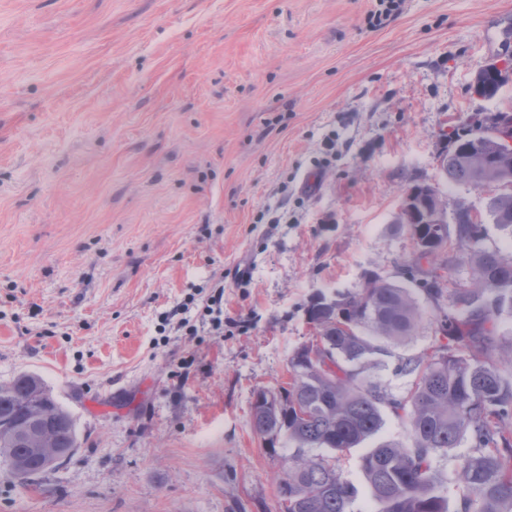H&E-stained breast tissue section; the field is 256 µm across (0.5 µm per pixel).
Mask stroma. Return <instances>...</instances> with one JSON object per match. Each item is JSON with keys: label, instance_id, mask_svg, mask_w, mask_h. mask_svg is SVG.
I'll list each match as a JSON object with an SVG mask.
<instances>
[{"label": "stroma", "instance_id": "35a3bbf8", "mask_svg": "<svg viewBox=\"0 0 512 512\" xmlns=\"http://www.w3.org/2000/svg\"><path fill=\"white\" fill-rule=\"evenodd\" d=\"M0 0V385L39 374L73 417L67 462L0 512H280L288 444L251 427L288 380L317 294L395 276L404 194L468 206L512 254L491 189L438 158L512 46V0ZM320 187L303 189L306 176ZM224 287V333L162 326ZM350 512H379L360 468Z\"/></svg>", "mask_w": 512, "mask_h": 512}]
</instances>
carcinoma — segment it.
I'll use <instances>...</instances> for the list:
<instances>
[{
	"mask_svg": "<svg viewBox=\"0 0 512 512\" xmlns=\"http://www.w3.org/2000/svg\"><path fill=\"white\" fill-rule=\"evenodd\" d=\"M500 87L495 73L480 72L478 93L491 97ZM443 156L450 185H512V156L476 130L455 135ZM489 208L495 223L512 227V193L492 196ZM454 223L426 230L448 240V253L414 245L399 266L400 277L418 290L378 273L351 292L309 301L306 318L315 334L289 356V381L278 389L282 407L252 410L253 429L264 441L294 445L278 480L282 512H350L358 489L334 452L371 439L387 412L406 423L409 440L380 442L361 457L380 512H512V377L498 365H512V340L497 336L500 317L512 315V254L484 244V225L468 208L456 209ZM460 251L470 281H441ZM418 291L434 314V340L420 354L396 353L422 320ZM440 352L442 364L435 362ZM381 356L395 358V373L410 379L405 392L395 395L368 378ZM35 397L52 419L50 447L78 445L71 414L42 377L20 374L0 385V459L13 474L47 470L37 445L10 440L11 430L34 413ZM464 441L470 452L451 511L434 461ZM316 448L333 455H317Z\"/></svg>",
	"mask_w": 512,
	"mask_h": 512,
	"instance_id": "cac0c4a2",
	"label": "carcinoma"
}]
</instances>
